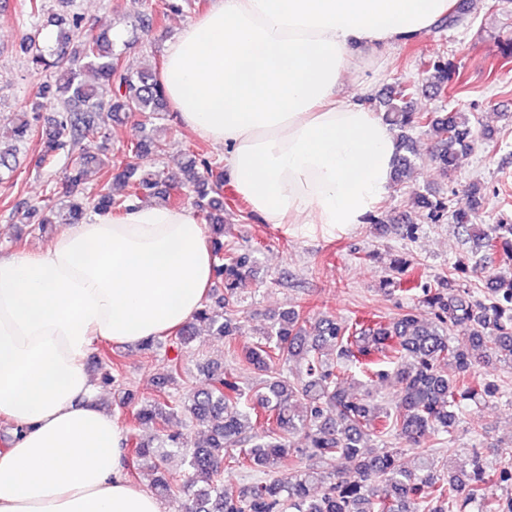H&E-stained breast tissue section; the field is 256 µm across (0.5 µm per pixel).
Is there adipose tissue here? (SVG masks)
<instances>
[{
	"label": "adipose tissue",
	"mask_w": 512,
	"mask_h": 512,
	"mask_svg": "<svg viewBox=\"0 0 512 512\" xmlns=\"http://www.w3.org/2000/svg\"><path fill=\"white\" fill-rule=\"evenodd\" d=\"M456 0H214L166 44L159 83L182 125L224 147L252 216L327 232L366 223L397 143L365 94L364 52L427 33ZM213 251L193 208L94 213L38 253L0 257V512H165L124 473L96 402L94 344L166 336L202 308Z\"/></svg>",
	"instance_id": "obj_1"
}]
</instances>
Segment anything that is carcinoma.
Segmentation results:
<instances>
[{
	"instance_id": "obj_1",
	"label": "carcinoma",
	"mask_w": 512,
	"mask_h": 512,
	"mask_svg": "<svg viewBox=\"0 0 512 512\" xmlns=\"http://www.w3.org/2000/svg\"><path fill=\"white\" fill-rule=\"evenodd\" d=\"M66 40L45 48L27 37L23 52L36 70L49 71L54 83L41 87L39 97L53 98L58 110L53 126L45 134L37 166L53 163L59 156L70 157L64 179L72 188L83 180L85 166L94 160L90 145L104 137L99 117L112 118L120 112L144 116L140 136L127 145L124 157L107 169L111 180L128 187L115 197L102 193L73 198L66 203L50 199L29 209L30 217L48 211L38 220L47 224H77L87 205L98 212L120 214L130 204L160 199V204L177 208L181 198L158 191L155 171L144 165L148 155L164 151L161 128L153 125L159 113L168 111L167 98L157 76L148 70L134 72L115 53L116 40L106 37L86 39L81 51L66 56ZM430 70L429 86L440 93L451 82L461 83V73L440 57L425 63ZM95 74L99 84H89L86 73ZM418 91L414 84L399 82L386 102L384 121L402 131L398 147L397 174L412 167L408 136L403 131L417 125L428 128L433 139L432 160L446 177L459 167L460 156L474 151L478 134L469 113L421 112L408 109V100ZM32 133V123L21 119L14 127V141L0 140V169H10L17 144ZM182 177H172L171 186L194 195V205L209 224L214 252L222 255L215 274L224 280V296L212 306L205 304L192 321L176 334L177 344L185 346L205 329L210 336L229 339L238 325L234 308L238 293L253 272L255 260L248 251L224 248L218 236L224 234V219L218 199L224 187V168L199 154L191 155L182 168ZM417 209L436 221L448 212V201L431 200L417 193ZM481 201V188L469 186L464 200L457 203L451 217L457 224L472 225V216ZM481 260L486 266L512 260V224H495L478 230ZM483 301L472 300L448 289L428 288L423 303L434 311L435 321L426 322L408 310L391 321L350 324L329 316L316 319L299 308H289L262 332L260 341L249 348L245 361L260 371L272 373L265 391L251 398L239 385L235 374H211L207 387L197 391L186 404L162 393L153 408L141 410L137 418L166 423L178 412L187 413L199 425L208 427L204 444L188 447L176 434L162 435L153 448L134 442L138 459L163 453L181 455L188 480L181 486L164 481L160 495L187 496L190 512H512V501L505 502L489 490L491 474L482 457L472 454L470 469L450 471L442 479L430 478L437 463L431 449L422 447L432 432H450L458 422L456 408L474 394L468 382L471 371L496 363L512 369V277L492 275ZM466 332L464 343L454 341L451 331ZM336 348L341 363L323 360V350ZM301 362L303 370L290 379L274 370L277 364ZM362 368L377 378L393 367L398 382L397 402L389 408L370 395L356 397L345 389L348 366ZM301 434L305 446L289 448L288 436ZM398 435L419 449L417 469L398 464L397 454L366 451L371 441H385ZM294 453L300 467L288 477L276 476L281 458ZM229 458L242 470H260L267 478L238 487L224 488L222 464ZM339 460L356 464L357 478L347 480L330 465Z\"/></svg>"
}]
</instances>
